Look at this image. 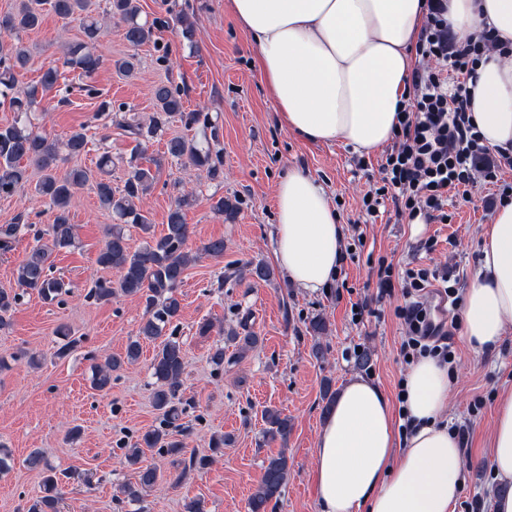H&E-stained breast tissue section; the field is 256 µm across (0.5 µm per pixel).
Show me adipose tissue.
<instances>
[{
  "mask_svg": "<svg viewBox=\"0 0 512 512\" xmlns=\"http://www.w3.org/2000/svg\"><path fill=\"white\" fill-rule=\"evenodd\" d=\"M444 5L459 40L485 30L496 38L466 87L481 144L512 155V0ZM230 8L256 43L257 67L289 131L363 152L390 141L427 0H231ZM275 207L277 264L307 291L330 287L345 227L324 187L308 171L289 169ZM460 317L468 342L487 351L512 324V198L496 206L485 229L478 277L464 292ZM405 389L415 430L401 438L376 383L357 376L344 384L315 443L319 512H453L467 473L462 443L444 421L447 366L419 358ZM489 460V510L512 512V389L495 404Z\"/></svg>",
  "mask_w": 512,
  "mask_h": 512,
  "instance_id": "obj_1",
  "label": "adipose tissue"
}]
</instances>
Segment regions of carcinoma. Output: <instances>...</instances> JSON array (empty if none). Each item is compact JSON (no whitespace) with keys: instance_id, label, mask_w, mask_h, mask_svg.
I'll use <instances>...</instances> for the list:
<instances>
[{"instance_id":"1","label":"carcinoma","mask_w":512,"mask_h":512,"mask_svg":"<svg viewBox=\"0 0 512 512\" xmlns=\"http://www.w3.org/2000/svg\"><path fill=\"white\" fill-rule=\"evenodd\" d=\"M52 12L63 19H77L82 37L67 43L62 49L63 65L81 70L89 78L101 66L102 60L95 54L96 45L104 36L105 27L92 0H18L14 10L0 15V105L13 112L10 124L0 127V196H11L29 180L30 169H36L40 178L34 187L35 196L44 200L52 213V223L47 235L52 246L36 244L17 267L18 290L0 289V328L9 325V319L22 294L37 293L42 300L52 303L66 293L62 279L51 276L52 255L75 244L76 225L70 221L72 202L77 192L91 187L100 206L112 214L116 224L109 230L107 240L100 250L97 263L117 273V281L98 279L88 298L96 302L112 300L114 288L128 296L138 298L144 306V318L136 339L130 341L125 354L110 356L95 366L93 388L106 392L112 387V373L134 363L141 354V341H155L165 335L167 327L180 316L182 305L179 288L185 273L194 261L188 248L189 228L185 223L184 210L193 206L196 199L190 194L176 197L170 209L168 222L160 235H155L150 218L137 209L135 201L149 191L156 181L152 168H161L162 160L183 161L206 171L212 180L223 171V152L214 145L198 146L182 137H173L166 144L163 158H153V167L137 162V156L129 161L130 170L123 186L114 187L104 177L112 164L111 157L103 153L96 162V171L74 165L59 171V164L79 157L88 146L86 124L63 139H51L41 133L31 122L32 113L39 111L44 97L59 87V68L50 64L42 69L37 83L22 92L16 91L19 76L30 61V54L15 39L21 31L39 27L46 15ZM108 13L119 18L125 26V39L133 47L151 42L155 24L139 20L138 0H108ZM176 22L183 39L194 41L195 16L190 8L181 10ZM156 114L150 122L134 120L123 125L134 136L138 145L155 137L171 120H179L187 127L210 125V118L202 112H188L184 106L183 92L171 82H161L152 87ZM210 208L226 221H233L239 211L236 198L220 196L210 198ZM131 224L144 234V242L131 250L124 234L123 225ZM30 227L20 215L13 224L0 226V251L8 252L20 232ZM236 343L238 351L256 347L258 336L242 323L227 332ZM186 353L183 345L171 338L161 342L151 361L152 376L156 388L152 396L153 407L160 411L164 422L172 424L183 413L179 397L185 371ZM264 436L271 440H287L291 429L288 418L273 409L264 411ZM157 449L160 454L175 455L184 452L182 442L169 438L165 428L151 429L143 433L127 454L128 462L137 466L138 486L125 485L123 494L130 500L139 498L138 487H151L159 479V470L152 464H142L143 449ZM48 475L42 481L41 495L31 505L30 512H61L62 484L67 472L47 468ZM288 480V458L280 454L268 460L263 467L261 480L249 498L250 512H267L271 502L280 498Z\"/></svg>"}]
</instances>
